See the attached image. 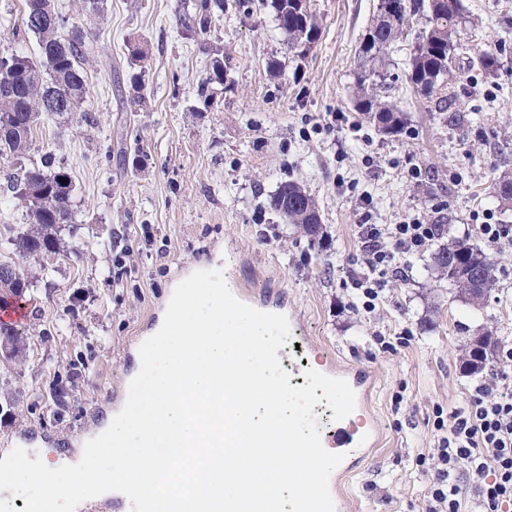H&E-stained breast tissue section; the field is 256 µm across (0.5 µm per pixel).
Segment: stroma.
<instances>
[{"mask_svg": "<svg viewBox=\"0 0 512 512\" xmlns=\"http://www.w3.org/2000/svg\"><path fill=\"white\" fill-rule=\"evenodd\" d=\"M23 0H0V50L37 56L32 35L12 36ZM96 36L85 64L94 124L45 123L28 154L62 155L75 187L64 250L44 259L19 329L23 364H0L15 416L0 418V455L22 439L79 460L114 405L106 394L134 378L140 345L163 319L173 288L193 272L224 268L258 298L297 321L289 346L318 358L372 367L369 409L383 440L347 476L359 512H425L436 410L464 408L477 383L464 349L480 328L512 342V246L496 248L499 286L479 308L437 287L430 251L394 261L382 298L364 310L362 224L419 219L446 237L484 240L481 224H511L488 186L512 169V0H463L472 20L461 53L450 126L405 74L418 25L393 46L388 100L408 117L406 134L380 135L353 106L358 46L377 0H313L321 36L294 59L262 0H229L204 35L177 20L193 0H105L88 18L81 0H55ZM148 53L143 105L130 102V44ZM224 52L227 78L211 104L196 94L209 49ZM497 49L498 68L472 67ZM282 67L281 79L269 73ZM16 167L0 160V260L22 230L7 189ZM295 180L315 197L324 236L310 247L268 199ZM407 335L399 343V335Z\"/></svg>", "mask_w": 512, "mask_h": 512, "instance_id": "stroma-1", "label": "stroma"}]
</instances>
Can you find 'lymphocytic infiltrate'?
I'll use <instances>...</instances> for the list:
<instances>
[{"label": "lymphocytic infiltrate", "instance_id": "f902f5d3", "mask_svg": "<svg viewBox=\"0 0 512 512\" xmlns=\"http://www.w3.org/2000/svg\"><path fill=\"white\" fill-rule=\"evenodd\" d=\"M440 224H365L358 233L367 274L359 287L364 308H374L396 254L418 253L442 237ZM500 366L477 384L466 408L437 421L442 435L427 492L426 512H465L466 488L474 486L482 512L512 504V394L505 392L512 345H500Z\"/></svg>", "mask_w": 512, "mask_h": 512}]
</instances>
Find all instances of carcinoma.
Instances as JSON below:
<instances>
[{
	"mask_svg": "<svg viewBox=\"0 0 512 512\" xmlns=\"http://www.w3.org/2000/svg\"><path fill=\"white\" fill-rule=\"evenodd\" d=\"M24 7L18 30L35 36L38 56L0 53V84L13 86V94H0V118L12 125L8 134H0V159L19 160L33 144L34 133L45 122L64 114L90 119L88 76L82 67L90 35L83 27L57 11L54 0H23ZM275 13L288 49L299 59L306 54L296 50V42L306 35H320L314 11L302 12L290 0H265ZM227 0H194L192 10L179 15V25L187 34H205L214 13L224 11ZM391 11L377 16L370 31L373 43L360 44L359 70L354 85V108L361 118L384 136L405 133L408 118L397 106L385 101L388 82L379 77L387 70L389 51L413 20L421 28L413 54L409 59L407 82L414 93L433 100L453 81L458 44L462 29L470 23L462 0H388ZM40 13L45 23L32 28L29 16ZM478 65L486 72L495 70L498 54L491 48L478 50ZM224 83V53L215 49L208 75L197 87V96L208 101L211 85ZM28 184L41 187V195L25 201L17 195V187ZM491 192L506 208H512V171L504 170L490 186ZM9 191L24 209L26 230L9 240L15 255L22 260L57 255L61 251L60 232L74 219V188L67 167L52 154L40 163L20 169L10 181ZM269 208L287 223L299 227L309 246L323 236L320 214L314 197L302 186L283 182L270 196ZM17 267L21 281L0 279V294L6 297L4 308L22 307L32 287L34 275L29 266ZM431 267L436 282L448 283L459 300L477 307L498 288L496 258L468 239L452 238L431 254ZM499 347L495 331L487 329L465 348L464 364L472 374L482 373ZM0 353L12 363L24 361L26 344L17 325L0 321Z\"/></svg>",
	"mask_w": 512,
	"mask_h": 512,
	"instance_id": "obj_1",
	"label": "carcinoma"
}]
</instances>
